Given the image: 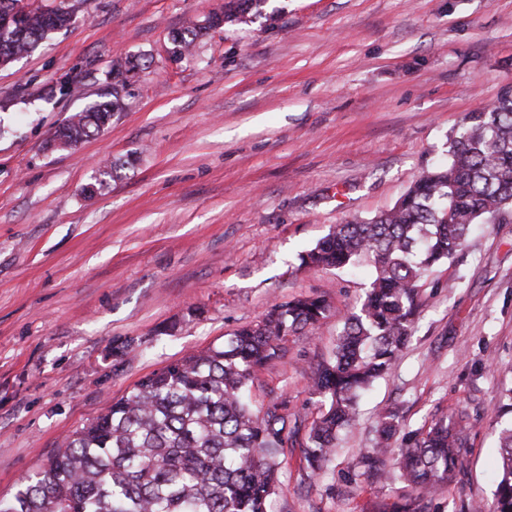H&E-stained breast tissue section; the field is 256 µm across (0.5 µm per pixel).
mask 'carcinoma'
<instances>
[{
	"mask_svg": "<svg viewBox=\"0 0 512 512\" xmlns=\"http://www.w3.org/2000/svg\"><path fill=\"white\" fill-rule=\"evenodd\" d=\"M264 0H229L218 28ZM69 13L35 9L23 28H0V58L35 51L65 27ZM173 54L194 47L201 28L169 33ZM139 68L128 59L112 67V91L72 113L55 136L91 138L122 110L118 87ZM512 222V87L496 101L465 114L448 140L446 162L429 168L389 210L337 224L299 255V267L372 268L358 311L341 316L333 355L309 378L320 402L304 449L311 475L323 471L339 434L358 418L359 398L396 365L422 307V288L433 267L458 261L475 224ZM332 312L324 296L274 305L256 324L237 329L217 347L177 360L139 380L125 397L74 430L41 467L24 478L0 512H269L277 487L280 450L296 432L276 404L254 412L249 382L280 357L293 332L315 326ZM397 413L381 415L373 446L359 457L370 476L411 489L391 512H428L429 497L451 483L460 462L467 418L433 419L404 434ZM499 478L493 512H512V419L499 431ZM395 457L389 472L385 461Z\"/></svg>",
	"mask_w": 512,
	"mask_h": 512,
	"instance_id": "obj_1",
	"label": "carcinoma"
}]
</instances>
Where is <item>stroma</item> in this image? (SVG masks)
<instances>
[{"mask_svg": "<svg viewBox=\"0 0 512 512\" xmlns=\"http://www.w3.org/2000/svg\"><path fill=\"white\" fill-rule=\"evenodd\" d=\"M35 3L74 19L0 66V498L141 378L274 304L323 295L350 311L368 269H303L299 253L333 225L392 208L446 161L464 115L512 86V0H265L247 22L213 29L204 23L225 0ZM190 23L205 31L174 56L168 33ZM129 57L143 68L111 125L47 149ZM423 302L318 477L303 461L319 408L308 381L341 322L288 336L284 356L257 371L253 408L281 404L299 425L271 512L398 502L400 484L357 464L387 410L410 430L468 413L463 468L431 512L491 502L498 391L512 385V223L475 225Z\"/></svg>", "mask_w": 512, "mask_h": 512, "instance_id": "obj_1", "label": "stroma"}]
</instances>
